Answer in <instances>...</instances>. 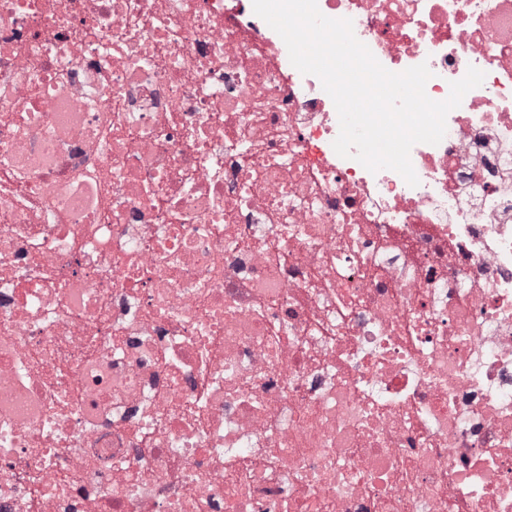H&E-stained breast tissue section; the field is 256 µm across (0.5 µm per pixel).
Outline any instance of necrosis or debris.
<instances>
[{
    "instance_id": "obj_1",
    "label": "necrosis or debris",
    "mask_w": 512,
    "mask_h": 512,
    "mask_svg": "<svg viewBox=\"0 0 512 512\" xmlns=\"http://www.w3.org/2000/svg\"><path fill=\"white\" fill-rule=\"evenodd\" d=\"M445 100L410 159L252 0H0V512H512V0H317Z\"/></svg>"
}]
</instances>
